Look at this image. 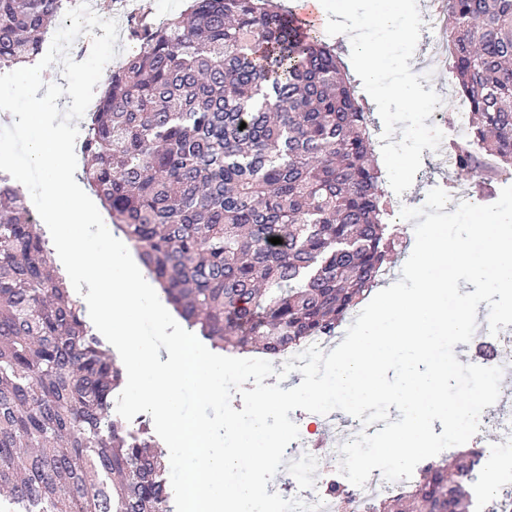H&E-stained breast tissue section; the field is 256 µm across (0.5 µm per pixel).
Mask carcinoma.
I'll use <instances>...</instances> for the list:
<instances>
[{"label":"carcinoma","mask_w":512,"mask_h":512,"mask_svg":"<svg viewBox=\"0 0 512 512\" xmlns=\"http://www.w3.org/2000/svg\"><path fill=\"white\" fill-rule=\"evenodd\" d=\"M67 4L0 0V73L37 60ZM446 15L469 103L455 169L474 177L488 156L508 174L512 0H448ZM138 40L84 127L82 179L213 348L277 357L334 337L403 248L340 46L280 0H191ZM122 379L0 173V512H173L149 420L112 414ZM483 457L427 462L358 510L469 512Z\"/></svg>","instance_id":"obj_1"}]
</instances>
